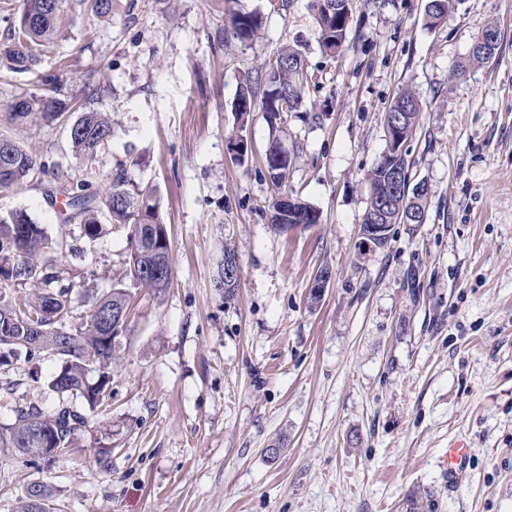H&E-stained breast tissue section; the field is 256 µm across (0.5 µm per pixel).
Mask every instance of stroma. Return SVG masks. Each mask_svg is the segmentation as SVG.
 Wrapping results in <instances>:
<instances>
[{
    "mask_svg": "<svg viewBox=\"0 0 512 512\" xmlns=\"http://www.w3.org/2000/svg\"><path fill=\"white\" fill-rule=\"evenodd\" d=\"M64 0L58 36L36 71L0 77V137L72 178L107 188L118 166L161 198L174 277L134 292L112 397L71 450L45 461L0 449V512L44 482L56 512H512V0H457L436 27L427 0H356L347 39L322 54L309 0ZM238 11L263 17L241 43ZM501 39L490 64L451 79L482 30ZM300 45L312 77L284 113L289 195L318 223L274 230L264 112L230 110L241 78L278 48ZM110 113L112 140L76 159L69 126L9 116L16 94L48 96V76ZM421 102L407 144L413 180L429 186L423 223L397 224L385 247L359 252L366 175L387 148L384 114L403 90ZM248 142L244 159L230 138ZM52 179L0 188V215L26 211L77 246L74 318L111 289L125 236L91 240L69 220ZM240 277L214 285L225 245ZM333 278L319 299L318 270ZM58 362L44 353L0 367V428L18 406L50 411ZM277 458L266 450L276 440ZM462 440L468 463L443 459ZM110 452L112 464L97 459Z\"/></svg>",
    "mask_w": 512,
    "mask_h": 512,
    "instance_id": "1",
    "label": "stroma"
}]
</instances>
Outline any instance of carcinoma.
<instances>
[{"label": "carcinoma", "instance_id": "cac0c4a2", "mask_svg": "<svg viewBox=\"0 0 512 512\" xmlns=\"http://www.w3.org/2000/svg\"><path fill=\"white\" fill-rule=\"evenodd\" d=\"M61 0H22V9L14 18L6 17L4 40L0 42V73H23L38 66L44 48L57 33ZM347 8L331 17L322 16L317 23L321 49L329 53L343 45L352 16L354 0H345ZM452 0H436L433 9L425 11L426 24L434 26L445 18ZM234 38L252 40L261 29V18L252 13H238L230 18ZM275 68L264 64L265 73L243 75L239 92L248 101L261 105L269 119L279 115L269 111L273 94L293 99L296 107L303 104V89L308 82L305 59L296 45L282 46L275 56ZM56 96L22 94L21 110L11 108L14 121L24 122L38 112L47 122L60 119L67 104L58 98L63 85L50 79ZM402 113L400 136L409 141L421 120V107L414 92L405 89L388 107L384 115L386 127H392L395 114ZM112 139V119L91 107H84L69 130L72 153L86 160L94 159ZM265 159L281 160L282 174L276 187L288 179L290 159L279 137L269 143ZM52 178L61 194L69 199L72 217L83 226L85 235L95 238L102 233H122L129 244V257L124 271L112 289L94 301L95 313L87 314L79 325L71 324L74 268L62 258L68 249L64 242H55L47 228L35 222L26 211L15 210L0 216V366H11L21 359L50 352L60 367L49 381V388L61 398H81L94 410L105 404L111 393L110 368L119 348L109 339L108 320L112 312L129 307L132 290L147 288L164 292L172 283L173 266L166 225L159 219L160 200L155 191L140 186L123 168L118 167L110 187L102 195L88 193L91 182L73 181L58 165L37 161L20 143L0 138V187H22ZM366 181L371 192L384 193L391 187L392 167L381 156L368 172ZM316 223L307 211L290 213L273 229L283 231L298 224ZM381 223L386 225L388 243L395 224H406L404 202L398 199L385 212ZM161 257L165 268L161 276H145L143 265ZM40 316L42 335L30 340L26 326L29 315ZM14 423L0 433V447L12 448L20 455L39 456L46 440L57 438L75 443L85 424V417L76 409L62 405L47 412L36 405L17 407Z\"/></svg>", "mask_w": 512, "mask_h": 512}]
</instances>
